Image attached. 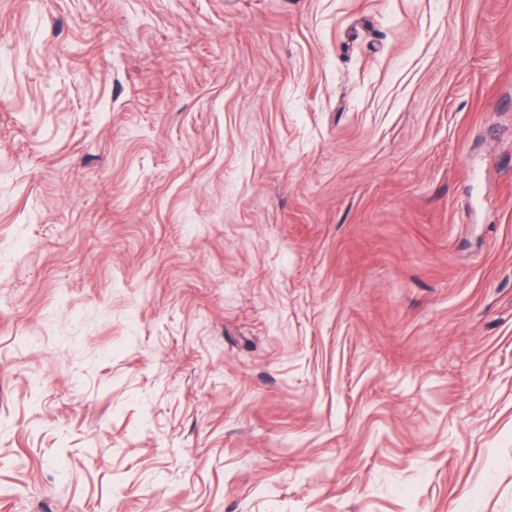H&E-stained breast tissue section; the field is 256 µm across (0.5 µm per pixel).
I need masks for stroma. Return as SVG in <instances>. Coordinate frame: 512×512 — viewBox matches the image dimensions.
I'll return each mask as SVG.
<instances>
[{"label":"stroma","mask_w":512,"mask_h":512,"mask_svg":"<svg viewBox=\"0 0 512 512\" xmlns=\"http://www.w3.org/2000/svg\"><path fill=\"white\" fill-rule=\"evenodd\" d=\"M0 512H512V0H0Z\"/></svg>","instance_id":"1"}]
</instances>
